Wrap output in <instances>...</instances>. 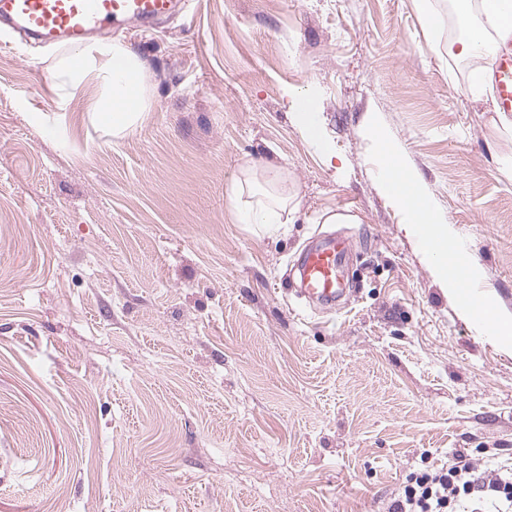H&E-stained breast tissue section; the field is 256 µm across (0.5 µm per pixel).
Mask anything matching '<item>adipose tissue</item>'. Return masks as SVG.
<instances>
[{"mask_svg": "<svg viewBox=\"0 0 512 512\" xmlns=\"http://www.w3.org/2000/svg\"><path fill=\"white\" fill-rule=\"evenodd\" d=\"M512 0H455L459 17L470 23L468 33L450 41L448 53L467 59L491 56L495 44L493 32L499 31L505 9ZM59 91L58 108L67 111L76 90L90 91L91 112L120 138L140 125L150 110L148 98L149 68L146 62L119 40L98 42L56 56L50 71ZM294 121L302 135L324 155L333 147L324 136L313 99L309 93L291 92ZM286 177L276 168L246 167L240 181L227 192L231 211L241 224L261 225L275 233L288 210ZM382 192L406 214V226L424 250L434 274L449 290L465 295L467 283L476 281L470 264L456 260L448 237V221L436 208L427 186L404 161L384 163L379 176Z\"/></svg>", "mask_w": 512, "mask_h": 512, "instance_id": "adipose-tissue-1", "label": "adipose tissue"}]
</instances>
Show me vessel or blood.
I'll list each match as a JSON object with an SVG mask.
<instances>
[{"instance_id":"obj_1","label":"vessel or blood","mask_w":512,"mask_h":512,"mask_svg":"<svg viewBox=\"0 0 512 512\" xmlns=\"http://www.w3.org/2000/svg\"><path fill=\"white\" fill-rule=\"evenodd\" d=\"M189 0H0V19L48 45L86 42L101 29L151 27L186 9ZM491 67L498 111L512 112V22L504 25ZM354 250L344 236L323 238L300 258L301 294L324 308L346 294L341 270Z\"/></svg>"}]
</instances>
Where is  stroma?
I'll return each mask as SVG.
<instances>
[{
    "label": "stroma",
    "mask_w": 512,
    "mask_h": 512,
    "mask_svg": "<svg viewBox=\"0 0 512 512\" xmlns=\"http://www.w3.org/2000/svg\"><path fill=\"white\" fill-rule=\"evenodd\" d=\"M194 0L123 34L151 110L113 138L0 22V512H389L410 473L512 456V344L443 288L378 183L416 170L512 314V124L466 95L446 0ZM311 91L336 154L289 115ZM282 168L276 234L233 219ZM344 214L348 223L332 218ZM350 237L341 310L291 292Z\"/></svg>",
    "instance_id": "1"
}]
</instances>
